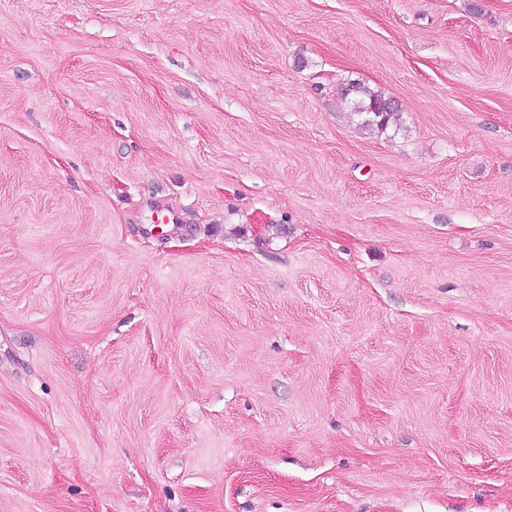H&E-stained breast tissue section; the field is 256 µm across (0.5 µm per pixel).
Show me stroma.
Returning a JSON list of instances; mask_svg holds the SVG:
<instances>
[{
    "label": "stroma",
    "mask_w": 512,
    "mask_h": 512,
    "mask_svg": "<svg viewBox=\"0 0 512 512\" xmlns=\"http://www.w3.org/2000/svg\"><path fill=\"white\" fill-rule=\"evenodd\" d=\"M0 512H512V0H0ZM343 90L345 97H352L354 112L364 115L367 125L385 130L389 125L398 126L400 123V111L391 98L355 82L348 83Z\"/></svg>",
    "instance_id": "obj_1"
}]
</instances>
